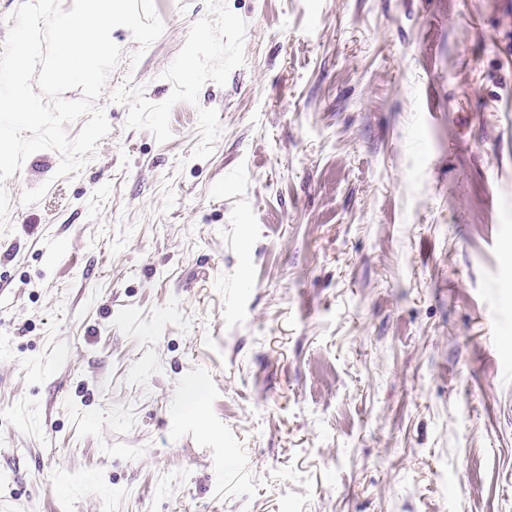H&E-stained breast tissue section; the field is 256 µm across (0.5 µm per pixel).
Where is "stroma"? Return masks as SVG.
<instances>
[{"instance_id": "obj_1", "label": "stroma", "mask_w": 512, "mask_h": 512, "mask_svg": "<svg viewBox=\"0 0 512 512\" xmlns=\"http://www.w3.org/2000/svg\"><path fill=\"white\" fill-rule=\"evenodd\" d=\"M154 3L4 184L0 512H512V0Z\"/></svg>"}]
</instances>
